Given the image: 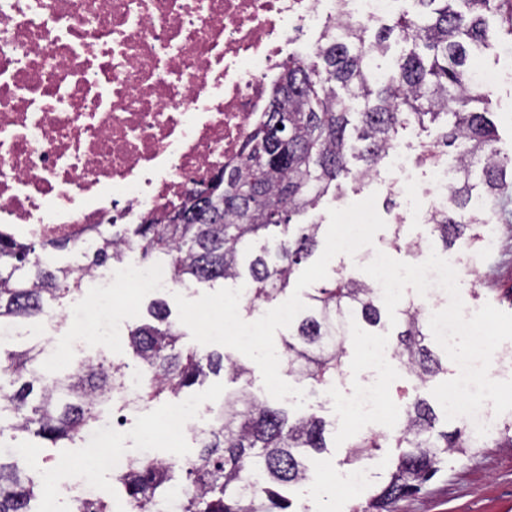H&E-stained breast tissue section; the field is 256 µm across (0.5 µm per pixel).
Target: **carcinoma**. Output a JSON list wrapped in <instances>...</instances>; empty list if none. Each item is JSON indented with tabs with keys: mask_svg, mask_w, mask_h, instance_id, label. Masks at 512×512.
Returning <instances> with one entry per match:
<instances>
[{
	"mask_svg": "<svg viewBox=\"0 0 512 512\" xmlns=\"http://www.w3.org/2000/svg\"><path fill=\"white\" fill-rule=\"evenodd\" d=\"M414 16H394L374 39L360 23L336 20L311 55H292L283 65L268 116L246 141L238 164L219 170L208 187L186 197L161 219L105 224L74 266L51 265L37 249H64L67 240L20 241L0 233V332L45 316L53 303L78 290L92 271L124 261L131 242L146 259L169 268L175 282H236L246 278L252 305L289 293L292 276L319 245L322 225L297 218L316 209L348 176L349 131L359 143L362 179L376 174L399 128L412 118L424 124L452 117L441 134L453 148L455 178L448 207L432 215L433 229L448 248L484 223L472 203V167L482 164L486 205L512 199V155L496 147L484 106L492 91L472 84L466 69L473 48L487 40L486 16L500 19L499 35L512 42V0H414ZM397 35L411 48L379 71L377 60ZM344 95H339L336 88ZM150 320L129 330L126 346L146 375L137 399L146 406L173 400L209 375L224 372L241 387L196 434V462L173 476L164 461L145 462L116 476L139 512H162L169 485L186 488L178 512H297L282 490L299 491L308 480L307 452L327 448L326 422L314 415L292 418L262 402L244 381L248 369L221 352L188 351L162 300ZM399 331L391 347L412 381L398 427L388 435L400 450L365 502L351 512H392L401 497L416 493L447 462L479 447L466 428L435 431V412L419 389L443 371L428 345L422 309L409 301L396 311ZM389 318L379 292L366 281L342 276L313 289L299 305L282 341L288 376L313 394L344 374L347 341L356 333L377 335ZM12 348L0 356V439L31 438L47 448L73 443L98 426L101 407L121 385L122 368L98 353L75 370L44 371L41 342L7 336ZM380 444L360 437L346 461L371 455ZM20 447H0V512H36L46 497L16 462Z\"/></svg>",
	"mask_w": 512,
	"mask_h": 512,
	"instance_id": "cac0c4a2",
	"label": "carcinoma"
}]
</instances>
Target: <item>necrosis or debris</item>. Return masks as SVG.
Wrapping results in <instances>:
<instances>
[{"label": "necrosis or debris", "instance_id": "obj_1", "mask_svg": "<svg viewBox=\"0 0 512 512\" xmlns=\"http://www.w3.org/2000/svg\"><path fill=\"white\" fill-rule=\"evenodd\" d=\"M400 0H0V232L89 242L96 224L160 217L238 163L299 35L336 19L371 24ZM386 190L418 195L428 220L454 167L417 191L400 142ZM340 249L367 264L370 203L341 213ZM131 259L94 274L96 301L171 284L164 264ZM207 406L172 400L155 444L198 430ZM100 445L111 470L151 460L122 424Z\"/></svg>", "mask_w": 512, "mask_h": 512}]
</instances>
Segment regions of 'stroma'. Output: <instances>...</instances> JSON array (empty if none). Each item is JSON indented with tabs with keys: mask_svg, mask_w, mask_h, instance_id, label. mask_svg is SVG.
<instances>
[{
	"mask_svg": "<svg viewBox=\"0 0 512 512\" xmlns=\"http://www.w3.org/2000/svg\"><path fill=\"white\" fill-rule=\"evenodd\" d=\"M489 27L487 44L471 52L467 66L472 71L492 69L504 73L505 78L494 91L488 110L497 129L499 148L512 152V55L503 50L497 20H490ZM442 127V122H430L421 131L404 128L398 134L418 181H425L430 172L429 164L423 162L422 157L436 150ZM350 167L353 174L343 183L341 192L325 197L313 214L314 220L322 226L320 245L315 254L296 270L290 302H300L305 293L337 273L355 274L359 271L357 264L336 246L342 234V226L336 217L337 208L357 206L371 188L370 183L359 181L356 176L361 162L351 161ZM397 233L406 240L420 239L426 248L444 255L448 261H458L474 269V276L460 290L467 310L474 312L489 303L512 313V230L507 225L495 224L491 231L485 232L481 242H460L447 249L434 235L431 224L397 225L394 211L383 207L379 210L373 237L365 240L362 248L366 251L385 248L390 257L408 261L405 250L389 245ZM227 294V287L220 284L184 283L174 285L163 292L162 297L171 310L172 321L183 333L185 346L232 355L250 369L251 389L258 398L273 397L275 389L280 388L288 393L281 405L289 412L313 414L331 422L328 449L311 460L310 493L302 497L301 503L310 512H349L351 506L367 498L379 477L386 475L397 451L384 444L372 459L365 461L363 468L355 470L346 465L347 446L354 437L370 435L384 443L386 435L373 419L355 423L345 418L337 401L370 383L376 386L385 406L402 408L400 395L402 387L409 384L407 375L398 368L387 376L364 371L361 367L364 354L359 339L355 338L348 345V361L343 377L336 384L335 395L308 394L282 371L279 352L286 327L276 319L272 306H263L258 314L240 304L229 311L225 308ZM228 317L243 327L254 329V346H240L233 337L225 335L224 320ZM510 420L512 411L494 416L488 424L487 434L479 439V449L467 455L449 454L447 465L437 477L419 493L398 501L395 512H512V448L498 445L502 425ZM60 452L56 448L34 445L20 458L19 465L29 475L45 481L47 486L56 487L68 481L67 475L54 469ZM65 452L78 461L81 474L96 480L111 512H129L126 496L113 474L99 473L97 467L87 464L88 458L99 456V449L79 442L69 445Z\"/></svg>",
	"mask_w": 512,
	"mask_h": 512,
	"instance_id": "obj_1",
	"label": "stroma"
}]
</instances>
